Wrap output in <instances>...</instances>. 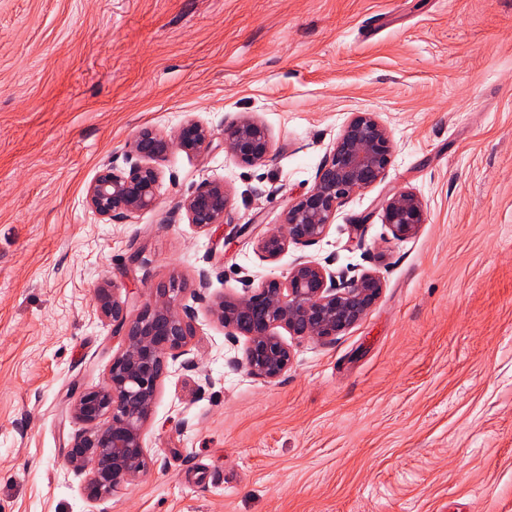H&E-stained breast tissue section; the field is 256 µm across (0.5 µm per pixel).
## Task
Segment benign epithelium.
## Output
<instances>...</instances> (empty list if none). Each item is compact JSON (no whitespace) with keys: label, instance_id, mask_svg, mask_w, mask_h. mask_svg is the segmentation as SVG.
<instances>
[{"label":"benign epithelium","instance_id":"benign-epithelium-1","mask_svg":"<svg viewBox=\"0 0 512 512\" xmlns=\"http://www.w3.org/2000/svg\"><path fill=\"white\" fill-rule=\"evenodd\" d=\"M217 139L245 164L263 162L270 153L266 128L248 117L224 127L220 135L193 119L170 133L146 127L127 146L128 168L106 166L88 185L87 206L112 218L153 208L161 178L155 162L176 148L207 153ZM392 153L389 134L375 113H351L312 188L289 202L278 228L258 239L263 258L276 261L290 245L321 238L344 200L382 180ZM230 206V195L220 182L204 184L182 203L190 223L199 227L225 223ZM382 210L384 223L399 238L412 235L425 219L424 203L412 191L393 193ZM382 290L383 281L375 272L347 278L318 263L298 260L282 277L216 302L213 313L230 335L247 339L243 356L231 364L272 380L292 361L290 348L275 328L309 341H330L357 324ZM95 300L100 316L112 321V333L123 337V346L105 383L82 392L72 405V416L83 429L74 437L66 464L85 476L87 497L102 501L132 484L149 466L143 426L168 361L187 354L194 312L181 305L176 288L149 293L135 316L115 297L109 282L97 288Z\"/></svg>","mask_w":512,"mask_h":512}]
</instances>
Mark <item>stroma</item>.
Here are the masks:
<instances>
[{"label": "stroma", "instance_id": "35a3bbf8", "mask_svg": "<svg viewBox=\"0 0 512 512\" xmlns=\"http://www.w3.org/2000/svg\"><path fill=\"white\" fill-rule=\"evenodd\" d=\"M357 111L390 134L384 178L265 260ZM245 116L266 162L175 150L152 209L87 207L142 128ZM207 182L232 207L200 228L182 202ZM404 190L425 220L399 239L382 203ZM298 259L384 288L330 343L280 330V378L232 370L245 339L211 304ZM106 281L132 314L180 287L195 319L149 469L93 502L66 457L122 348ZM0 512H512V0H0Z\"/></svg>", "mask_w": 512, "mask_h": 512}]
</instances>
